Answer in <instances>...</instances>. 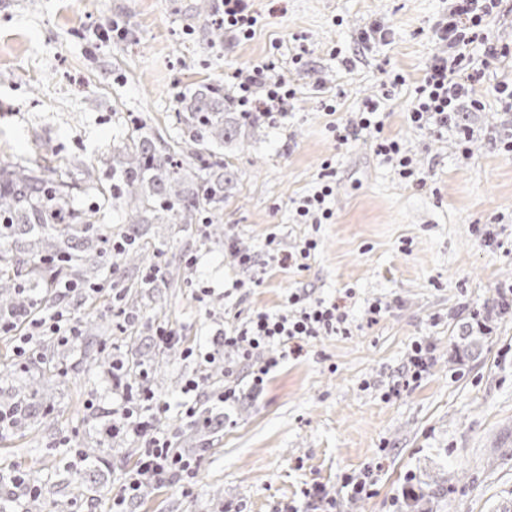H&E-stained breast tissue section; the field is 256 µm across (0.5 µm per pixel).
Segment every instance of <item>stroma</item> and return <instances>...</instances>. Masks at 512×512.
I'll return each mask as SVG.
<instances>
[{"mask_svg": "<svg viewBox=\"0 0 512 512\" xmlns=\"http://www.w3.org/2000/svg\"><path fill=\"white\" fill-rule=\"evenodd\" d=\"M196 2L0 0L2 163L94 156L143 120L176 140L183 94L273 52L300 89L286 117L258 120L225 147L236 185L224 203L223 239L203 242L198 224L150 225L149 240L165 245L157 265L184 269L190 281L155 289L132 322L113 317L111 342L132 352L152 342L154 323L176 330L181 353L162 368L170 387L161 397L172 410L160 418L176 433L182 387L198 370L184 348L236 359L225 333L255 311L283 309L294 292L345 306L350 333L310 340L260 388L240 364L220 436L175 443L196 460L194 478L157 483L131 512H311L306 493L315 486L331 512H405V489L423 483L444 490L435 512L511 503L512 313L500 293L512 286V156L494 140L512 127V114L493 86L512 76V65L490 63L474 85L485 108L468 113L472 138L463 147L455 132L432 136L405 114L430 58L444 50L431 27L446 0H253L262 17L254 37L220 41ZM114 21L124 36L99 38ZM376 23L389 27L388 44L362 43ZM302 48L311 64L297 70L290 57ZM393 72L401 84H391ZM328 95L338 103L332 117L320 105ZM382 96L383 132L338 142L331 121L346 122ZM381 134L399 141L425 185L375 154ZM326 161L333 221L296 223L293 202L311 191ZM311 237L319 246L307 269L268 266V243L291 251ZM245 253L254 265L239 264ZM375 303L383 311L371 323ZM417 342L429 364L409 382ZM54 354L64 373L46 392L58 423L0 440L2 470L28 449L42 478H53L66 448L82 450L87 415L110 409L122 391L103 367L75 374L82 353L73 343H56ZM348 478L364 480L366 492L351 494Z\"/></svg>", "mask_w": 512, "mask_h": 512, "instance_id": "obj_1", "label": "stroma"}]
</instances>
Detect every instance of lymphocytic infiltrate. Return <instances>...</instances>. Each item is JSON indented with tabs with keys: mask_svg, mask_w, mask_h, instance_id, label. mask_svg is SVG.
<instances>
[{
	"mask_svg": "<svg viewBox=\"0 0 512 512\" xmlns=\"http://www.w3.org/2000/svg\"><path fill=\"white\" fill-rule=\"evenodd\" d=\"M501 0H448V11L432 28L436 42L447 45V54L434 55L414 89L407 109L410 123L421 130L441 133L454 129L460 142H468L470 131L464 124L462 108L471 105L482 109L480 100L471 98L473 85L485 77V71L476 67L471 48L482 47L487 59L512 61V46L493 41L488 32L490 19ZM217 22L225 30L242 40L251 39L260 23V16L251 8L250 0H220L215 13ZM233 99L245 116L262 115L274 120L285 116L297 98L298 90L280 74L274 58H266L235 69L230 76ZM385 108L382 102L369 100L363 105L355 121L336 126V138L345 142L362 130H378L375 152L385 161L395 164L400 176L417 179L418 173L410 157L403 154L397 140L382 136ZM334 191L329 174H320L311 194L302 197L295 214L301 224H328L333 219L329 199ZM347 316L335 302L317 300L303 302L300 295L291 294L284 310L277 313L256 312L248 321L225 336L226 346L235 348L241 360L250 362L254 385H262L272 367L280 358L297 355L308 339L317 336H344L349 334ZM77 334L76 319L66 310L33 320L26 336L15 348L17 359L30 361L38 353L32 346L34 339L55 336L69 341ZM167 402L148 389L138 395H124L112 410V424L106 436L122 434L142 442L137 466L129 471L112 496V512H128L144 476L159 479L184 478L193 475L195 460L184 457L172 445L170 431L157 427L161 413L167 412Z\"/></svg>",
	"mask_w": 512,
	"mask_h": 512,
	"instance_id": "f902f5d3",
	"label": "lymphocytic infiltrate"
}]
</instances>
